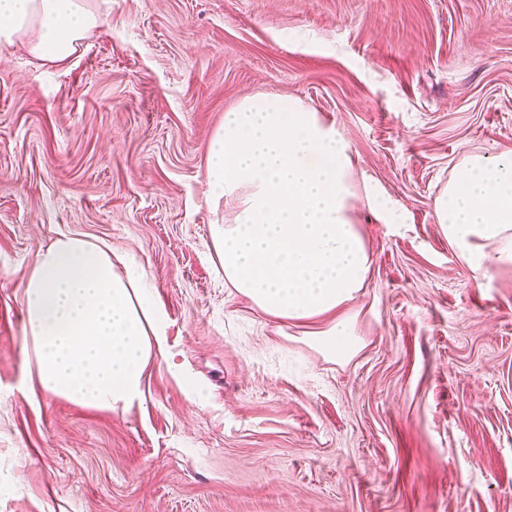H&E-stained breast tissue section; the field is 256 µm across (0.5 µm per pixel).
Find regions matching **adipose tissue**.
Wrapping results in <instances>:
<instances>
[{
	"label": "adipose tissue",
	"instance_id": "obj_1",
	"mask_svg": "<svg viewBox=\"0 0 512 512\" xmlns=\"http://www.w3.org/2000/svg\"><path fill=\"white\" fill-rule=\"evenodd\" d=\"M100 24L85 0H0V43L59 64ZM355 158L334 124L298 100L255 95L224 114L206 147L211 195L235 202L211 240L224 281L284 321L333 315L310 338L336 360L362 348L346 308L370 256L355 221ZM437 221L470 268L512 265V156L471 157L435 200ZM24 335L44 390L94 409L127 407L169 358L165 318L111 249L63 235L36 254L23 289Z\"/></svg>",
	"mask_w": 512,
	"mask_h": 512
}]
</instances>
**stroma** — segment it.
I'll use <instances>...</instances> for the list:
<instances>
[{
    "mask_svg": "<svg viewBox=\"0 0 512 512\" xmlns=\"http://www.w3.org/2000/svg\"><path fill=\"white\" fill-rule=\"evenodd\" d=\"M61 64L0 45V512H512V267L474 277L434 202L512 155V0H87ZM327 120L404 213L349 362L226 288L206 143L257 95ZM126 256L171 360L126 408L32 380L23 289L59 235Z\"/></svg>",
    "mask_w": 512,
    "mask_h": 512,
    "instance_id": "obj_1",
    "label": "stroma"
}]
</instances>
